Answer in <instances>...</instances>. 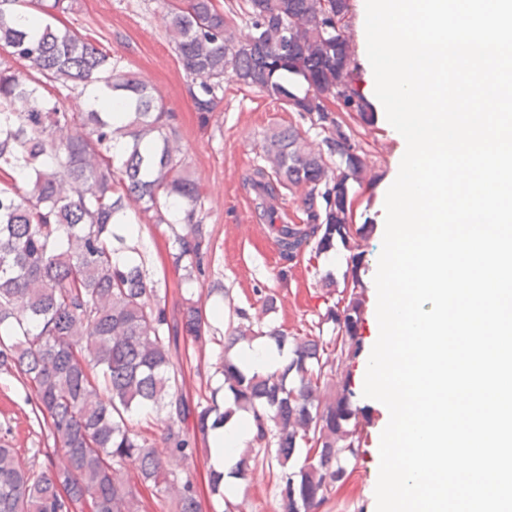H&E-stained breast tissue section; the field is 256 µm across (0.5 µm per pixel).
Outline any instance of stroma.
<instances>
[{
	"mask_svg": "<svg viewBox=\"0 0 512 512\" xmlns=\"http://www.w3.org/2000/svg\"><path fill=\"white\" fill-rule=\"evenodd\" d=\"M350 4L345 34L356 65V83L371 97L375 94V79L366 54L365 0H350ZM165 12V0H72V8L62 20L77 34L94 37L118 59L121 70L158 91L173 114L174 141L198 185V217L211 241L204 260L206 274L191 284V291L209 294L211 303H230L250 313L260 308L265 295H276L277 308L268 314L267 323L286 329L292 336L306 335L311 321L324 308L319 279L329 272L342 277L348 253L338 248L315 261L300 257L285 260L260 215L249 178L263 162L262 146L271 128L297 127L306 131L309 142L316 147L321 144V136L298 113L231 77L224 80V98L217 110L209 118H202L189 93L191 79L167 37ZM346 131L363 148L368 164V181L357 188L354 197V219L360 224L369 218L376 226L365 244L363 275L367 289L362 333L364 345L369 348L379 334L374 276L382 250L384 201L396 168L399 142L383 116L372 127L348 121ZM136 223L149 274L166 273L167 293L177 297L179 278L168 270L167 227L155 225L146 214L137 217ZM218 352V345L213 343L189 346L184 362L187 392L199 394L206 381L214 378ZM24 396L17 380L0 377V436H7L27 460L40 434ZM355 403L370 410L367 437L352 476L321 512H376L379 459L375 446L386 415L379 401L360 395ZM164 428V416H156L150 442L166 468L191 472L199 486H206L205 455L172 460ZM246 483V492L235 499V512H278L277 471L269 466L267 457L260 454L252 461Z\"/></svg>",
	"mask_w": 512,
	"mask_h": 512,
	"instance_id": "stroma-1",
	"label": "stroma"
}]
</instances>
